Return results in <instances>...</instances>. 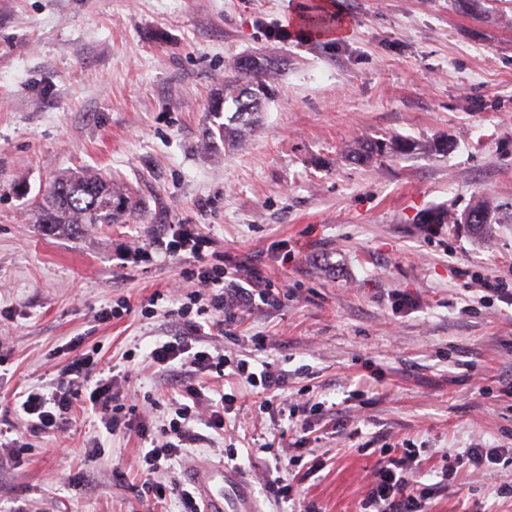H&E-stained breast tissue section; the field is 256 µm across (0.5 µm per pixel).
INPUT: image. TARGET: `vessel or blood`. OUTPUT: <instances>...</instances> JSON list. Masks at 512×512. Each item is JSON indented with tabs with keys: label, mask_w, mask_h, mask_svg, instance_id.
Here are the masks:
<instances>
[{
	"label": "vessel or blood",
	"mask_w": 512,
	"mask_h": 512,
	"mask_svg": "<svg viewBox=\"0 0 512 512\" xmlns=\"http://www.w3.org/2000/svg\"><path fill=\"white\" fill-rule=\"evenodd\" d=\"M189 481L201 502L202 512H257L237 471L222 465L200 466L190 471Z\"/></svg>",
	"instance_id": "obj_1"
}]
</instances>
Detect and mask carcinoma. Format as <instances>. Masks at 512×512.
<instances>
[{
	"label": "carcinoma",
	"instance_id": "obj_1",
	"mask_svg": "<svg viewBox=\"0 0 512 512\" xmlns=\"http://www.w3.org/2000/svg\"><path fill=\"white\" fill-rule=\"evenodd\" d=\"M283 73L281 64L262 55L255 56L246 66L234 61L224 77L227 115L211 136L224 139L228 146H245L256 132L259 113L274 96ZM420 149L418 144L390 137L367 143L354 159L369 161ZM135 210L136 202L128 190L114 186L96 173L63 171L50 181L36 205L35 223L54 233L76 234L88 224H112L116 218L129 216ZM487 211L486 203H477L464 216V223L481 234L490 232Z\"/></svg>",
	"mask_w": 512,
	"mask_h": 512
}]
</instances>
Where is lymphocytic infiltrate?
<instances>
[{
	"mask_svg": "<svg viewBox=\"0 0 512 512\" xmlns=\"http://www.w3.org/2000/svg\"><path fill=\"white\" fill-rule=\"evenodd\" d=\"M160 253L177 257L189 253L193 258L190 266L181 268V279L197 284L186 302L170 315L176 325V333L170 340L157 343L150 352L151 360L164 370L180 369L184 374L180 382L183 404L176 408V417L162 427L160 437H152L146 425L137 427L141 439L150 443L140 456L145 480L141 485L143 496L165 500L177 497L183 512H200L194 491L187 489L179 480L163 483L156 476L169 461L183 454L199 439L194 423L220 432L224 420L234 406V394H222L220 399L206 398L198 379L203 375H223L225 367H236L244 373L248 383H260L269 397L263 403L266 410H273L281 400L282 390L288 387V373L273 363H264L261 373L250 372L249 363L238 358L232 350L212 349L206 339V319L222 318L233 321L238 310L259 305H274L287 296V285H275L262 271L251 263L239 261L226 266L223 256L205 253L204 244L184 228L168 229L157 239ZM93 354L75 353L65 369L48 382L23 390L21 408L26 414L27 429L31 436H39L47 429L67 424L75 407L97 419L106 433L117 435L130 429L129 421L123 420V395L115 375H102L96 371ZM382 459L367 483L364 501L375 512H422V497L416 494L407 474L417 459L407 453L392 456L390 449H382Z\"/></svg>",
	"mask_w": 512,
	"mask_h": 512,
	"instance_id": "obj_1",
	"label": "lymphocytic infiltrate"
}]
</instances>
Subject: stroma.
Listing matches in <instances>:
<instances>
[{
  "label": "stroma",
  "mask_w": 512,
  "mask_h": 512,
  "mask_svg": "<svg viewBox=\"0 0 512 512\" xmlns=\"http://www.w3.org/2000/svg\"><path fill=\"white\" fill-rule=\"evenodd\" d=\"M345 22L342 38L298 30L307 7ZM273 49L287 66L240 150L222 123L224 72ZM431 144L369 163L348 158L384 136ZM88 170L137 195L141 209L75 236L50 234L34 209L58 172ZM487 201L493 232L430 224ZM172 224L262 268L294 293L239 312L235 349L278 363L288 400L331 408L306 444L241 385L236 426L201 439L172 472L223 462L246 433L284 432L288 455L323 468L298 488L297 512H362L386 444L406 443L429 487L424 512H512V462L496 483L446 451L512 448V305L486 302L477 278L512 280V0H0V512H178L139 496L136 433L30 439L17 393L69 362L82 337L125 375L132 424L159 430L179 394L148 354L174 329L189 258L126 262ZM152 316L142 310L153 293ZM407 293L414 306H396ZM129 304L99 322V311ZM264 339L255 352L253 337ZM364 390L363 398L352 395ZM29 444L26 454L13 447ZM101 444L97 459L87 446ZM261 455L235 469L258 512H280Z\"/></svg>",
  "instance_id": "obj_1"
}]
</instances>
